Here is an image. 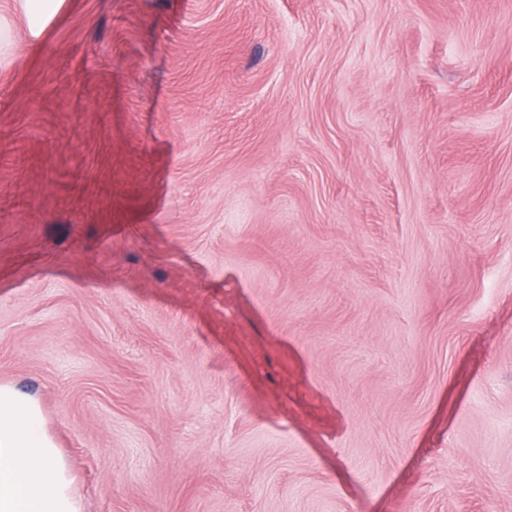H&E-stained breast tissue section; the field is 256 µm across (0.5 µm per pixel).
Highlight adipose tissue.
<instances>
[{"label":"adipose tissue","instance_id":"adipose-tissue-1","mask_svg":"<svg viewBox=\"0 0 512 512\" xmlns=\"http://www.w3.org/2000/svg\"><path fill=\"white\" fill-rule=\"evenodd\" d=\"M38 400L0 384V512H83Z\"/></svg>","mask_w":512,"mask_h":512}]
</instances>
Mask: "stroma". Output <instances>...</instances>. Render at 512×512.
<instances>
[{"label": "stroma", "mask_w": 512, "mask_h": 512, "mask_svg": "<svg viewBox=\"0 0 512 512\" xmlns=\"http://www.w3.org/2000/svg\"><path fill=\"white\" fill-rule=\"evenodd\" d=\"M0 16V384L84 512H512V0Z\"/></svg>", "instance_id": "35a3bbf8"}]
</instances>
